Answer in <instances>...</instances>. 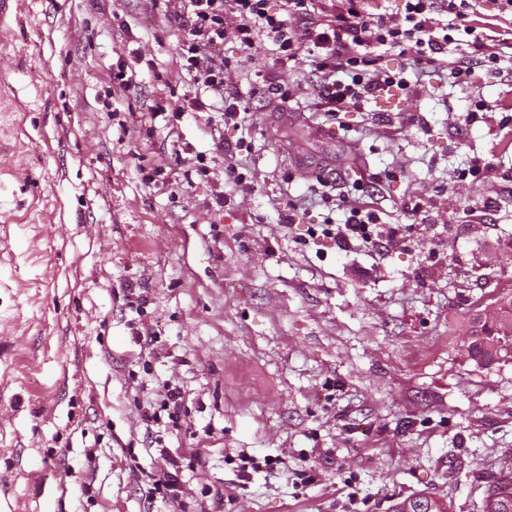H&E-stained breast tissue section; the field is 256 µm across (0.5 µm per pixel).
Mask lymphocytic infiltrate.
Instances as JSON below:
<instances>
[{
	"label": "lymphocytic infiltrate",
	"instance_id": "1",
	"mask_svg": "<svg viewBox=\"0 0 512 512\" xmlns=\"http://www.w3.org/2000/svg\"><path fill=\"white\" fill-rule=\"evenodd\" d=\"M367 0H163L180 33L179 67L193 91L182 111L206 112L221 102L225 125L239 133L238 151H251L252 115L233 82L239 66L225 56L237 50L269 53L274 64L308 59L319 80L320 111L336 116L360 108L392 89L410 86L408 69H389L388 53L412 57L428 75H449L475 87L477 72L512 59V36L484 22L482 0H396L394 11L370 12ZM323 237L350 252L397 238L368 205L352 203L343 223L325 218Z\"/></svg>",
	"mask_w": 512,
	"mask_h": 512
}]
</instances>
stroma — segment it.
I'll use <instances>...</instances> for the list:
<instances>
[{
	"mask_svg": "<svg viewBox=\"0 0 512 512\" xmlns=\"http://www.w3.org/2000/svg\"><path fill=\"white\" fill-rule=\"evenodd\" d=\"M176 34L152 0L0 13V512H389L422 491L486 512L512 470V356L481 368L463 345L512 292V110L495 108L512 76L426 77L403 108L335 124L308 62L278 70L279 105L257 90L270 57L230 43L257 114L238 155L218 110L182 111ZM475 155L485 169L463 177ZM319 176L401 238L346 253L311 237L345 217L309 195ZM171 387L169 502L140 413ZM162 435H157L155 443L158 445L157 451L161 456H165L170 461V466L173 471H168L163 480H159L156 489L163 491L162 498H173L176 497L181 483V466L179 463L169 456L166 446L163 445Z\"/></svg>",
	"mask_w": 512,
	"mask_h": 512,
	"instance_id": "obj_1",
	"label": "stroma"
}]
</instances>
